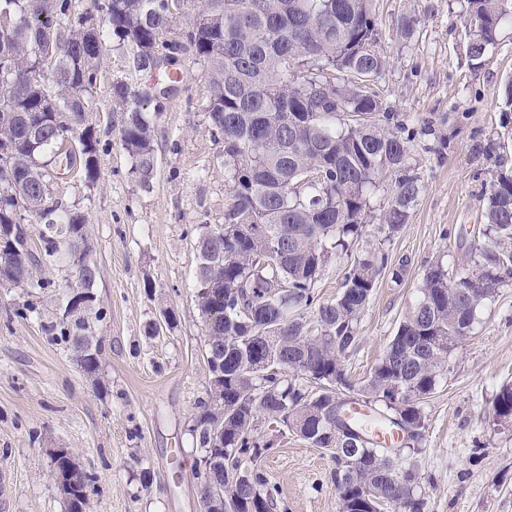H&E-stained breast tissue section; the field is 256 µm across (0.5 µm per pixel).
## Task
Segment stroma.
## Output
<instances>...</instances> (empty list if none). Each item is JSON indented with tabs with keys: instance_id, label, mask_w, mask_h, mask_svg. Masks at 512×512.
Listing matches in <instances>:
<instances>
[{
	"instance_id": "stroma-1",
	"label": "stroma",
	"mask_w": 512,
	"mask_h": 512,
	"mask_svg": "<svg viewBox=\"0 0 512 512\" xmlns=\"http://www.w3.org/2000/svg\"><path fill=\"white\" fill-rule=\"evenodd\" d=\"M463 0H373L385 72L372 85L384 108L418 128L409 162L423 192L408 224L387 247L406 262L402 284L381 276L360 323V344L345 363L354 383L370 374L414 304L426 267L436 260L459 271L482 222V193L499 170L512 168V23L500 31L484 65L468 61ZM417 21L415 38L396 36L402 15ZM183 78L152 100L158 171L150 191L129 173L120 142L122 112L111 89L149 82L126 50H112L90 102L99 139L96 185L77 176L53 182L65 207L87 218L94 288L103 318L94 334L104 348L101 382L81 372L43 323L60 296H42L30 318L15 310L26 288L0 287V471L7 492L0 512H67L51 477L52 452L70 449L94 477L89 512H200L193 472L201 455L189 433L207 386L205 323L195 303L196 241L220 227L229 203L224 144L208 127V85L201 67L182 57ZM386 187L373 194V217L351 255L323 269L315 289L324 301L340 293L354 256L378 247ZM451 237H444V230ZM512 383V281L479 312L469 338L426 404L417 451L399 465L422 477L429 512H512V428L492 424L490 402ZM257 466L279 489L272 512H338L334 464L327 452L292 433L276 437Z\"/></svg>"
}]
</instances>
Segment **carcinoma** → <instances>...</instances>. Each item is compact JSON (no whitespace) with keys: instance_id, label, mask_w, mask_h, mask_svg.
<instances>
[{"instance_id":"1","label":"carcinoma","mask_w":512,"mask_h":512,"mask_svg":"<svg viewBox=\"0 0 512 512\" xmlns=\"http://www.w3.org/2000/svg\"><path fill=\"white\" fill-rule=\"evenodd\" d=\"M372 0H201L193 21L176 31L173 0H94L78 13L73 0H0V286L37 295L61 288L65 306L43 325L63 341L84 375L98 381L103 347L90 315L97 266L88 256L86 217L51 192L64 171L98 179L97 131L89 119L95 77L107 52L127 50L144 71L191 56L209 86L212 134L224 143L231 183L224 225L198 239L195 285L209 348L224 358V442L214 445L211 396L198 401L191 435L214 459L231 512H272L278 487L251 467L263 440L252 421L266 412L335 464L339 512H428L419 472L394 467L395 448L380 444L346 414L368 409L381 426L417 441L424 402L434 393L448 354L473 329L477 312L512 280V172L490 182L484 227L471 243L469 267L455 274L438 260L426 268L419 297L383 356L360 385L345 360L360 342V318L388 269L382 250L358 256L340 295L322 302L314 285L328 262L349 251L371 213L370 195L386 181L384 240L408 223L423 185L408 162L418 130L359 93V75L375 80L386 66ZM99 16L97 27L85 23ZM477 16L468 58L480 66L512 21V0H466ZM124 113L123 149L138 186L151 190L158 159L147 115V88L112 83ZM347 119L336 123V117ZM29 224H42V256L28 247ZM64 258L71 278L60 286L41 276L42 262ZM318 325L308 330L306 314ZM278 330L280 363L260 371L268 347L257 340ZM493 423L512 427V384L491 401Z\"/></svg>"}]
</instances>
